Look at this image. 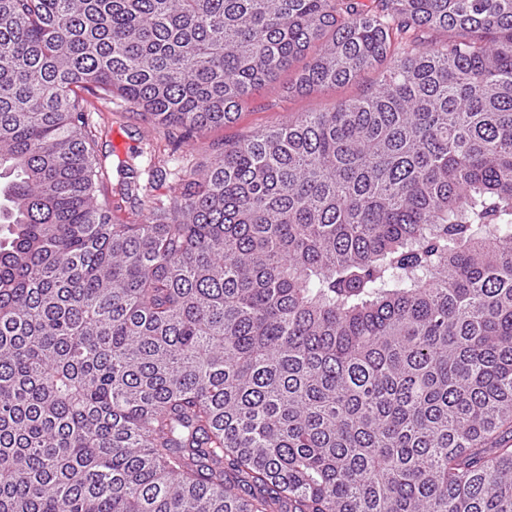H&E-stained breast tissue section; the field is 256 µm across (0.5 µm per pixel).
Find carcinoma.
Masks as SVG:
<instances>
[{
    "label": "carcinoma",
    "mask_w": 512,
    "mask_h": 512,
    "mask_svg": "<svg viewBox=\"0 0 512 512\" xmlns=\"http://www.w3.org/2000/svg\"><path fill=\"white\" fill-rule=\"evenodd\" d=\"M374 69L100 201L81 90ZM0 178V512H512V0H0Z\"/></svg>",
    "instance_id": "1"
}]
</instances>
